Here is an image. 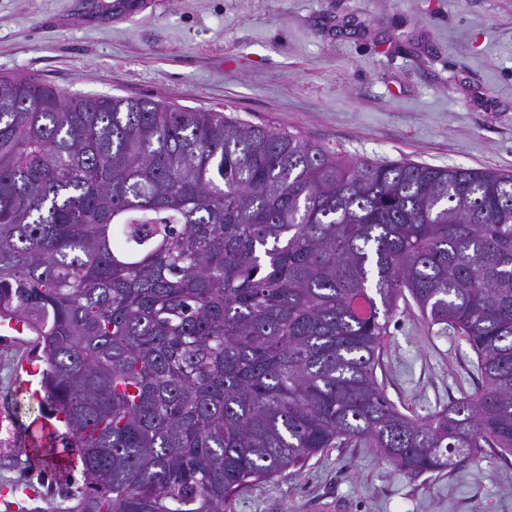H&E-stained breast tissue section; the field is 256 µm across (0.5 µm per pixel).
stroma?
I'll use <instances>...</instances> for the list:
<instances>
[{
	"label": "stroma",
	"mask_w": 512,
	"mask_h": 512,
	"mask_svg": "<svg viewBox=\"0 0 512 512\" xmlns=\"http://www.w3.org/2000/svg\"><path fill=\"white\" fill-rule=\"evenodd\" d=\"M0 0V76L76 95L150 98L300 135L357 160L512 173V0ZM26 337L0 336V495L50 512L79 469L14 457L46 415L28 409ZM378 376L426 418L473 389L469 345L400 304ZM224 512H512V455L409 476L346 444L254 484Z\"/></svg>",
	"instance_id": "obj_1"
}]
</instances>
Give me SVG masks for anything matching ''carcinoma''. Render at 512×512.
<instances>
[{
  "mask_svg": "<svg viewBox=\"0 0 512 512\" xmlns=\"http://www.w3.org/2000/svg\"><path fill=\"white\" fill-rule=\"evenodd\" d=\"M401 300L480 375L424 420L376 376ZM11 319L81 468L60 512H224L348 443L450 472L512 454V174L0 77Z\"/></svg>",
  "mask_w": 512,
  "mask_h": 512,
  "instance_id": "1",
  "label": "carcinoma"
}]
</instances>
